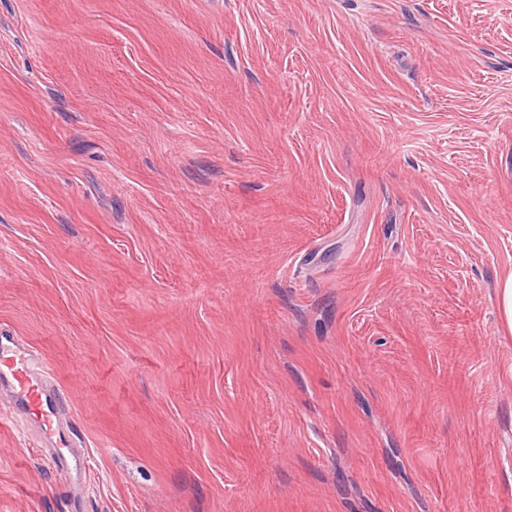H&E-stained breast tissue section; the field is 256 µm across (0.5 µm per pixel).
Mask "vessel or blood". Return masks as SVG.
<instances>
[{"instance_id":"b4317fda","label":"vessel or blood","mask_w":512,"mask_h":512,"mask_svg":"<svg viewBox=\"0 0 512 512\" xmlns=\"http://www.w3.org/2000/svg\"><path fill=\"white\" fill-rule=\"evenodd\" d=\"M0 389L8 393L0 417L9 420L14 429L32 424L58 447H70V440L61 432L63 392L51 384L48 370L34 363L30 353L8 335L0 336Z\"/></svg>"}]
</instances>
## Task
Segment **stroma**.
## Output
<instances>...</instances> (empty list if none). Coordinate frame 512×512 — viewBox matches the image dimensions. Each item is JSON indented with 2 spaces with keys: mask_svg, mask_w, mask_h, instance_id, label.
Returning a JSON list of instances; mask_svg holds the SVG:
<instances>
[{
  "mask_svg": "<svg viewBox=\"0 0 512 512\" xmlns=\"http://www.w3.org/2000/svg\"><path fill=\"white\" fill-rule=\"evenodd\" d=\"M511 272L512 0H0V512H512ZM497 307L502 324L512 331V273L498 284ZM49 375L14 336L1 334L0 382L8 392L7 402L1 400V420H9L15 430L33 424L45 438L71 452V441L61 434L64 394L51 384Z\"/></svg>",
  "mask_w": 512,
  "mask_h": 512,
  "instance_id": "35a3bbf8",
  "label": "stroma"
}]
</instances>
